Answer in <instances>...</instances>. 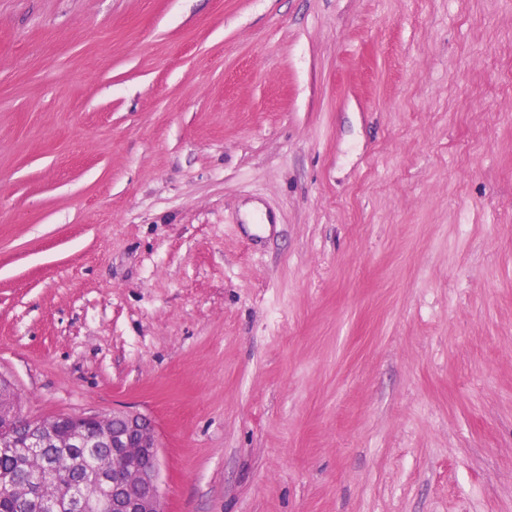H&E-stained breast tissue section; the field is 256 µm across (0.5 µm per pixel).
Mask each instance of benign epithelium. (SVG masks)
Listing matches in <instances>:
<instances>
[{"mask_svg": "<svg viewBox=\"0 0 512 512\" xmlns=\"http://www.w3.org/2000/svg\"><path fill=\"white\" fill-rule=\"evenodd\" d=\"M24 418L11 383L0 377V451L26 448H107L96 458L92 483H74L66 501L49 478L35 482L5 478L0 484L19 501L36 500L40 512H164L159 482L161 448L154 421L141 413L61 414L32 419L17 429Z\"/></svg>", "mask_w": 512, "mask_h": 512, "instance_id": "benign-epithelium-1", "label": "benign epithelium"}]
</instances>
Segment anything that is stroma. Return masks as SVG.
Wrapping results in <instances>:
<instances>
[{"instance_id":"1","label":"stroma","mask_w":512,"mask_h":512,"mask_svg":"<svg viewBox=\"0 0 512 512\" xmlns=\"http://www.w3.org/2000/svg\"><path fill=\"white\" fill-rule=\"evenodd\" d=\"M0 375L165 512H512V0H0Z\"/></svg>"}]
</instances>
